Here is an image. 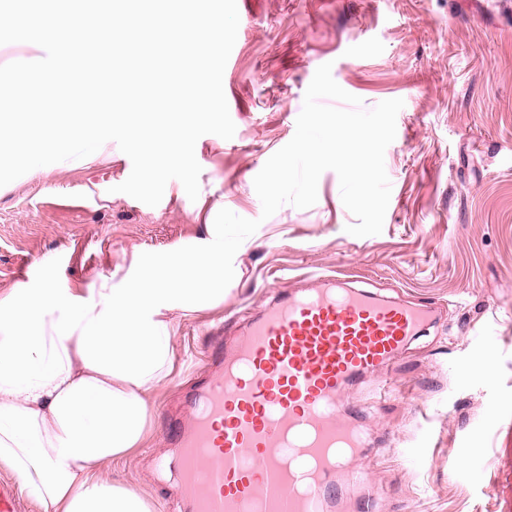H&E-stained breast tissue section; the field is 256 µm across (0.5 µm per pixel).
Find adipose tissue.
<instances>
[{
    "instance_id": "ef3b65f1",
    "label": "adipose tissue",
    "mask_w": 512,
    "mask_h": 512,
    "mask_svg": "<svg viewBox=\"0 0 512 512\" xmlns=\"http://www.w3.org/2000/svg\"><path fill=\"white\" fill-rule=\"evenodd\" d=\"M224 227L122 284L0 295V470L42 512H160L112 471L137 458L173 372L180 319L224 302Z\"/></svg>"
}]
</instances>
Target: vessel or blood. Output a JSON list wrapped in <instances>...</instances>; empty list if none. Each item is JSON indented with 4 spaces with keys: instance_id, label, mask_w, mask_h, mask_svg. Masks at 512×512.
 <instances>
[{
    "instance_id": "1",
    "label": "vessel or blood",
    "mask_w": 512,
    "mask_h": 512,
    "mask_svg": "<svg viewBox=\"0 0 512 512\" xmlns=\"http://www.w3.org/2000/svg\"><path fill=\"white\" fill-rule=\"evenodd\" d=\"M433 318L331 275L277 291L236 340L215 342L216 373L167 432L185 512H379L343 397L385 377Z\"/></svg>"
}]
</instances>
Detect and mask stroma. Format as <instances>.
<instances>
[{
    "mask_svg": "<svg viewBox=\"0 0 512 512\" xmlns=\"http://www.w3.org/2000/svg\"><path fill=\"white\" fill-rule=\"evenodd\" d=\"M239 28L223 89L231 139L199 138V195L170 180L160 203L117 192L132 162L120 149L0 187V294L21 282L82 288L119 283L142 260L206 239L224 208L259 220L233 260L223 306L180 321V360L154 416L149 450L117 464L180 512L179 451L170 416L206 374L213 333L269 288L313 273L360 276L382 295L436 306V320L388 375L373 413L368 384L346 405L362 412L359 462L381 487L380 512H512V0H237ZM369 109L402 99L385 151L391 196L380 234L346 231L339 178L322 173L317 201L262 218L254 178L294 136L316 69ZM491 364L487 386H458L457 368ZM484 448L481 457L472 456Z\"/></svg>",
    "mask_w": 512,
    "mask_h": 512,
    "instance_id": "obj_1",
    "label": "stroma"
}]
</instances>
